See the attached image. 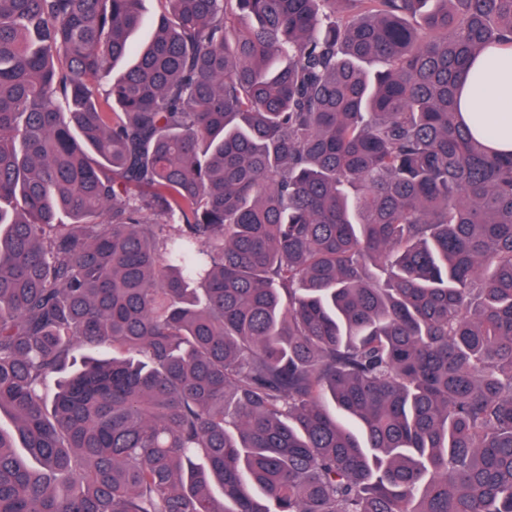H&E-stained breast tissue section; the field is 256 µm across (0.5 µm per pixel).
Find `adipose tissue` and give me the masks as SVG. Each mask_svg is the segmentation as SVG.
<instances>
[{
	"label": "adipose tissue",
	"mask_w": 512,
	"mask_h": 512,
	"mask_svg": "<svg viewBox=\"0 0 512 512\" xmlns=\"http://www.w3.org/2000/svg\"><path fill=\"white\" fill-rule=\"evenodd\" d=\"M458 110L468 124L483 114L492 128L489 148L512 152V48L492 45L474 61L459 89Z\"/></svg>",
	"instance_id": "adipose-tissue-1"
}]
</instances>
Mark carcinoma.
I'll return each mask as SVG.
<instances>
[{
	"mask_svg": "<svg viewBox=\"0 0 512 512\" xmlns=\"http://www.w3.org/2000/svg\"><path fill=\"white\" fill-rule=\"evenodd\" d=\"M156 2L0 0V512H512V0ZM458 112L470 127L473 115L483 114L493 128L492 133L481 128L489 148L512 152V47L494 44L474 61L459 89Z\"/></svg>",
	"mask_w": 512,
	"mask_h": 512,
	"instance_id": "obj_1",
	"label": "carcinoma"
}]
</instances>
